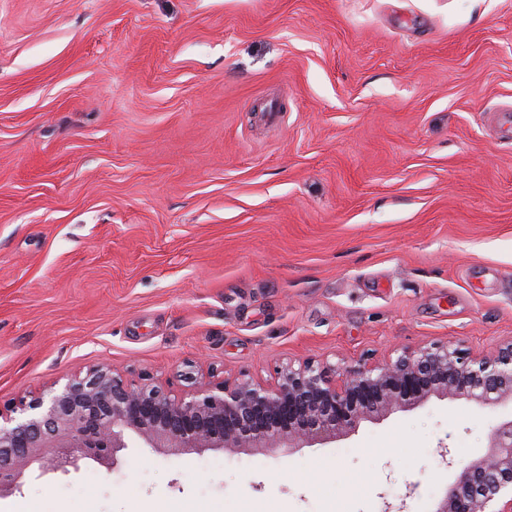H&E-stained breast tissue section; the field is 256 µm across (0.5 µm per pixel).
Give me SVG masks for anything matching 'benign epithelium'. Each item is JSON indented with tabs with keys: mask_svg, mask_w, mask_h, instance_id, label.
Wrapping results in <instances>:
<instances>
[{
	"mask_svg": "<svg viewBox=\"0 0 512 512\" xmlns=\"http://www.w3.org/2000/svg\"><path fill=\"white\" fill-rule=\"evenodd\" d=\"M480 405L512 401V342L473 355L452 344L402 349L393 360L336 371L304 361L267 384L201 381L180 395L149 377L127 380L98 365L17 404L0 407V496L32 465L43 472L108 461L128 440L177 453L259 448L269 454L345 436L368 419L430 397ZM434 512H512V420L483 456L459 467Z\"/></svg>",
	"mask_w": 512,
	"mask_h": 512,
	"instance_id": "benign-epithelium-1",
	"label": "benign epithelium"
}]
</instances>
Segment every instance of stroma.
<instances>
[{
	"mask_svg": "<svg viewBox=\"0 0 512 512\" xmlns=\"http://www.w3.org/2000/svg\"><path fill=\"white\" fill-rule=\"evenodd\" d=\"M512 0H0V404L512 340ZM512 404L30 470L0 512H434ZM327 458L331 467L317 472Z\"/></svg>",
	"mask_w": 512,
	"mask_h": 512,
	"instance_id": "obj_1",
	"label": "stroma"
}]
</instances>
